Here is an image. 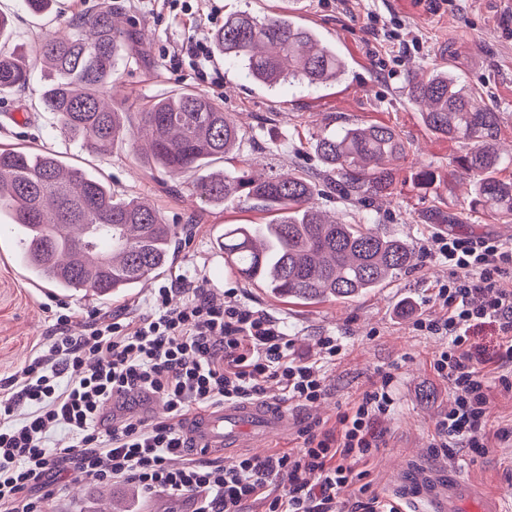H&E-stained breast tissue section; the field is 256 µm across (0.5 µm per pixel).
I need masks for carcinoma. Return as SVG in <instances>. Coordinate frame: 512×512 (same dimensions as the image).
I'll return each instance as SVG.
<instances>
[{"mask_svg":"<svg viewBox=\"0 0 512 512\" xmlns=\"http://www.w3.org/2000/svg\"><path fill=\"white\" fill-rule=\"evenodd\" d=\"M11 20L0 14V93L24 88L31 69L45 70L40 102L59 129L83 149L106 153L125 139L144 138L146 158L170 174H191L192 191L209 206L256 201L273 212L266 224H233L224 230V260L244 282L292 303L348 302L408 271L412 242L380 231L372 218L358 224L331 220L321 210L320 184L296 173L256 176L248 168L214 164L235 152L247 131L220 100L189 89L155 100L140 112L137 129L126 112L105 101L127 48L109 6L48 33L28 52L8 50ZM218 53L238 62L245 76L268 87L307 82L326 85L347 62L316 30L280 15L259 20L233 14L214 37ZM407 94L435 135L464 141L456 160L472 185L470 207L512 219V181L497 176L499 113L478 102L446 71L408 81ZM312 146L323 181L346 200H378L399 175L407 145L383 124L318 134ZM0 214L21 232L18 262L43 283L66 292L103 297L127 291L173 260L177 231L159 212L50 152L0 151Z\"/></svg>","mask_w":512,"mask_h":512,"instance_id":"obj_1","label":"carcinoma"}]
</instances>
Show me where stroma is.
I'll return each mask as SVG.
<instances>
[{"instance_id":"1","label":"stroma","mask_w":512,"mask_h":512,"mask_svg":"<svg viewBox=\"0 0 512 512\" xmlns=\"http://www.w3.org/2000/svg\"><path fill=\"white\" fill-rule=\"evenodd\" d=\"M104 2L137 40L118 70L130 128H137L147 102L181 88L194 89L221 98L225 111L249 132L238 153L224 160V168L256 163L267 174L292 171L306 176L318 175L320 168L310 140L313 131L351 123L398 129L409 152L390 195L368 206L339 198H323L319 204L346 223L370 211L385 234L407 238L420 256L399 279L349 302L302 306L270 296L231 273L220 246L225 226L264 224L270 212L251 201L226 208L204 206L191 195L187 178L173 180L147 165L127 141L106 154L87 153L61 134L52 113L39 107L42 69L37 66L25 89L0 95V148L55 153L109 182L117 196L146 200L180 230L168 269L130 292L102 300L34 282L14 259L18 229L1 217L0 379L16 373L47 343L57 304L72 311L69 329L77 335L89 314L137 316L147 312L154 288L179 275L203 277L216 299L234 290L242 305L283 322L298 359L317 361L320 337L341 338L343 354L327 368V398L288 405L299 425L333 423L340 408L380 384L385 373L393 374L395 407L381 425L384 445L371 466L373 491L405 502L409 485L395 477L406 470L413 476H451L454 491L447 512L468 504L485 506L490 493L512 500V439H493L488 454L463 461L434 453V425L448 409L452 386L430 367L441 346L439 337L413 328L415 317L432 314V289L448 278L447 265L424 251L431 238L439 233L491 236L510 245L512 223L470 209L469 181L455 165L467 144L432 134L406 95L412 75L439 68L469 86L479 101L500 114L497 140L507 161L498 175L512 180V0H189L186 10L170 6L168 0H57L53 12L40 17L28 13L21 0H0V13L12 18L13 42L22 47L47 32L66 29L71 19L96 11ZM233 12L260 19L294 16L336 45L348 62L346 74L326 86L295 82L271 88L246 78L239 63L218 54L201 74L184 58L179 68H170L169 56L182 55L189 41H211ZM399 25L413 32L417 45L389 38V31ZM17 112L24 113V122L14 120ZM422 169L433 170L432 183L417 184L415 175ZM106 490L124 502L126 512L193 510L190 495L147 496L126 482L61 490L44 508L106 512Z\"/></svg>"}]
</instances>
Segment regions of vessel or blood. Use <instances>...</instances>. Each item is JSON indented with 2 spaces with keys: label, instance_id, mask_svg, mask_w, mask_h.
Returning <instances> with one entry per match:
<instances>
[{
  "label": "vessel or blood",
  "instance_id": "vessel-or-blood-1",
  "mask_svg": "<svg viewBox=\"0 0 512 512\" xmlns=\"http://www.w3.org/2000/svg\"><path fill=\"white\" fill-rule=\"evenodd\" d=\"M291 428L286 405L271 401H247L191 414L182 424L183 433L194 447L223 456L234 455L243 438L263 445L287 436ZM442 487L437 482L419 481L409 499L408 512H442Z\"/></svg>",
  "mask_w": 512,
  "mask_h": 512
}]
</instances>
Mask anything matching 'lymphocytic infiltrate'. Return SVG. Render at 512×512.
Returning <instances> with one entry per match:
<instances>
[{
	"instance_id": "1",
	"label": "lymphocytic infiltrate",
	"mask_w": 512,
	"mask_h": 512,
	"mask_svg": "<svg viewBox=\"0 0 512 512\" xmlns=\"http://www.w3.org/2000/svg\"><path fill=\"white\" fill-rule=\"evenodd\" d=\"M431 254L448 264L437 285L438 315L416 319L414 330L445 339L432 359L437 377L453 386L450 407L436 422L435 453L485 454L491 437L512 438V426L493 427L490 384L512 392V248L493 238L437 234ZM187 294L172 306L174 292ZM72 315L58 312L56 332L16 374L0 379V512H43V491L77 476L89 483H135L149 495L195 496L194 512H398L364 481L382 445L377 426L394 404L392 374L341 409L332 426L302 429L303 445L232 467L192 455L180 424L194 410L265 398L266 385L313 403L329 393L326 364L343 345L319 339L322 362L294 357L281 323L235 298L217 304L202 283L176 278L157 288L148 313L93 314L82 335L69 332ZM493 323V349L475 345V328ZM144 391L164 400L162 420L127 417L105 422L101 406L115 396ZM64 436L50 443L51 430ZM183 457L180 467L170 457ZM288 474L282 490L272 484Z\"/></svg>"
}]
</instances>
